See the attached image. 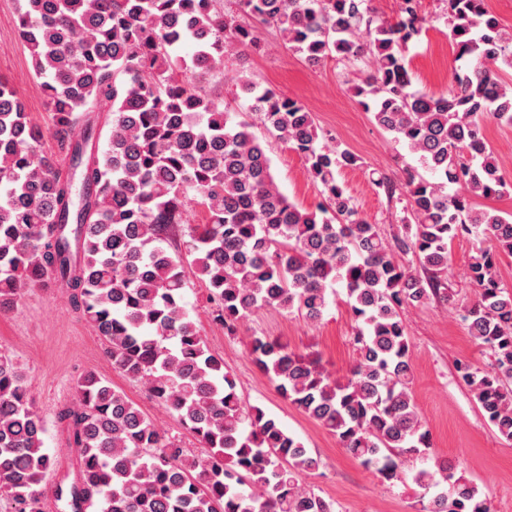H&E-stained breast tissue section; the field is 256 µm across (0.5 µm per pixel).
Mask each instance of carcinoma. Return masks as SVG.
Listing matches in <instances>:
<instances>
[{
  "instance_id": "cac0c4a2",
  "label": "carcinoma",
  "mask_w": 512,
  "mask_h": 512,
  "mask_svg": "<svg viewBox=\"0 0 512 512\" xmlns=\"http://www.w3.org/2000/svg\"><path fill=\"white\" fill-rule=\"evenodd\" d=\"M419 0L379 17L372 0H21L18 22L54 115L58 151L15 90L0 80V311L45 278L105 345L112 368L142 382L194 438L197 457L165 436L126 396L93 373L58 411L75 477L59 482L62 512H336L301 484L319 457L258 405H246L224 362L186 309V269L205 282L214 319L233 333L258 308L324 315L344 289L357 327V362L344 379L319 357L254 336L251 354L281 397L389 482L407 457L422 512H491V502L448 461L429 453L411 397L413 369L402 318L407 305L453 297L448 242L473 236L475 301L462 320L488 354L456 361L460 382L500 439L512 442V287L498 275L512 256V215L475 207L500 197V174L482 119L512 125V86L497 63L512 59V32L487 0H445L459 65L448 91L412 89L405 49L426 18ZM250 15L272 25L310 65L336 59L365 71L355 85L375 124L403 145L404 191L372 182L403 203L401 233L387 242L339 181L360 158L319 129L299 100L253 95L256 120H236L196 79L224 69L231 48L257 46ZM191 43V65L178 55ZM296 152L324 202L301 208L278 188L255 124ZM106 139L108 148L98 142ZM206 223L185 220L188 204ZM173 245L167 249L164 244ZM412 254L419 269L403 265ZM46 427L14 359L0 353V496L12 512H48L54 459Z\"/></svg>"
}]
</instances>
